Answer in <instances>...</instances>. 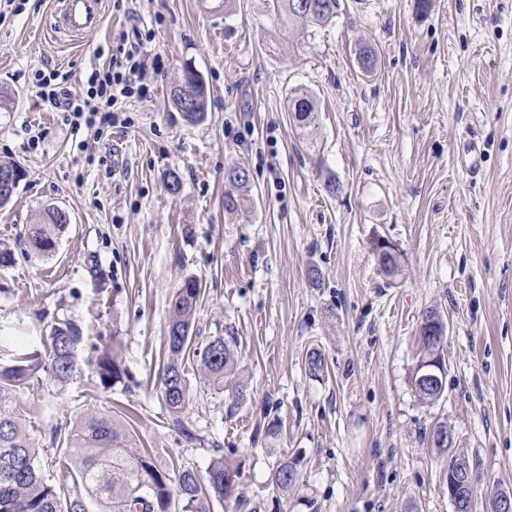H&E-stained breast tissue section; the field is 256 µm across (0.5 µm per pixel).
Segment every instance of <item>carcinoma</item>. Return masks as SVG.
<instances>
[{
    "mask_svg": "<svg viewBox=\"0 0 512 512\" xmlns=\"http://www.w3.org/2000/svg\"><path fill=\"white\" fill-rule=\"evenodd\" d=\"M295 0H272L275 11L290 22L298 21L308 28L326 27L336 18L339 0H309L306 11L295 8ZM362 69L373 72L378 55L370 42L361 44L358 52ZM208 89L191 67L183 71L181 81L170 89L171 103L183 121L196 124L207 112ZM289 110L301 127L314 122L316 106L305 91L295 90L289 98ZM68 224V215L58 207L45 209L44 221L31 224L27 230L28 247L49 257L55 253L59 233ZM201 287L189 277L176 289L167 326L168 360L159 376L162 400L172 417L184 413L189 403V388L183 365L184 354L192 342L193 321ZM447 331L442 315L428 310L422 317L419 336V360L433 354L432 337ZM82 329L69 319L55 323L45 337L43 350L16 354L9 362L0 363V512H88V502L100 506V512H169L173 501L181 504V512H211L212 499L234 502L241 508L246 500L239 491L241 466L219 456L209 466L206 477L192 469L171 476L159 469L153 453L132 447L131 428L122 420L103 412L91 413L73 424L63 440L65 447L55 449L54 463L72 471L76 489L66 493L46 477L39 449L27 434L20 414L22 397L40 375L65 386L77 368L78 347ZM200 370L209 385L224 390V381L235 380L234 404L244 400V384L240 381L235 339L213 337L199 352ZM94 372L104 386L122 381L115 354L106 349L92 362ZM421 369L414 368L411 383L424 400L442 397L437 390L420 380ZM258 425L266 438H276L282 431L277 417ZM297 480L294 463L283 457L272 468L270 484L279 493L288 491Z\"/></svg>",
    "mask_w": 512,
    "mask_h": 512,
    "instance_id": "1",
    "label": "carcinoma"
}]
</instances>
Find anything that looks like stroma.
Returning <instances> with one entry per match:
<instances>
[{"label":"stroma","mask_w":512,"mask_h":512,"mask_svg":"<svg viewBox=\"0 0 512 512\" xmlns=\"http://www.w3.org/2000/svg\"><path fill=\"white\" fill-rule=\"evenodd\" d=\"M340 5L320 29L288 23L268 0H228L216 17L200 0H138L132 13L107 0L102 26L78 37L55 30L58 0H26L0 22L11 96L0 164L26 172L0 209V248L14 254L0 267V362L38 349L59 319L84 331L73 381L43 376L23 397L37 447L109 412L167 472L203 473L231 455L258 512H453L448 458L432 443L444 425L469 459L477 512L512 492V0ZM133 31L144 76L116 103L117 123L75 127L37 95V78L57 73L65 97L82 99L91 67L111 65L118 34ZM365 40L378 53L370 75L357 61ZM188 65L209 88L194 125L169 99ZM298 88L316 101L306 128L288 110ZM232 165L250 187L229 212ZM51 204L70 216L56 253H26ZM380 238L401 254L395 278L379 269ZM187 277L203 294L184 358L190 403L176 420L157 379ZM430 309L448 328L434 402L410 380ZM219 335L235 337L244 369L235 409L196 356ZM107 348L124 371L110 388L88 365ZM267 403L284 422L274 441L256 433ZM283 456L298 477L279 495L269 478Z\"/></svg>","instance_id":"obj_1"}]
</instances>
